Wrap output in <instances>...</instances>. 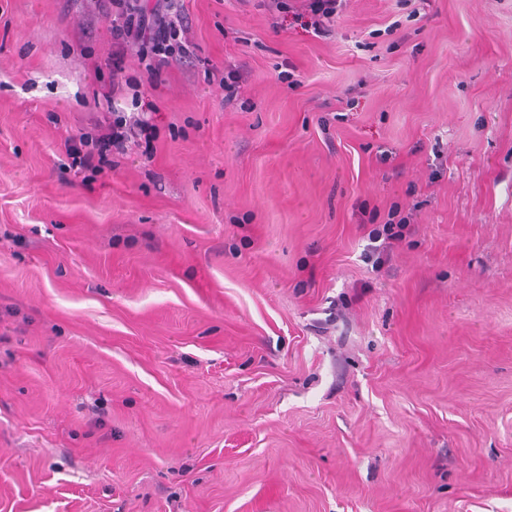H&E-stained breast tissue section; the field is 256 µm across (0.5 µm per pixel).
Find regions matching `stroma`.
<instances>
[{
    "instance_id": "1",
    "label": "stroma",
    "mask_w": 512,
    "mask_h": 512,
    "mask_svg": "<svg viewBox=\"0 0 512 512\" xmlns=\"http://www.w3.org/2000/svg\"><path fill=\"white\" fill-rule=\"evenodd\" d=\"M180 6L88 180L137 47L0 0V512H512V0ZM308 2V8L311 14L310 25L315 30H324L325 21L330 22V19L336 13V1L335 0H305ZM146 112H137V116L117 115L112 120L109 133L102 136L83 134L80 138L68 137L64 141L66 156L71 159V166L88 170L91 176L101 173L105 168L112 169L113 149L124 151L128 145L145 144V155L151 159L154 152L153 141L156 139L152 117Z\"/></svg>"
}]
</instances>
